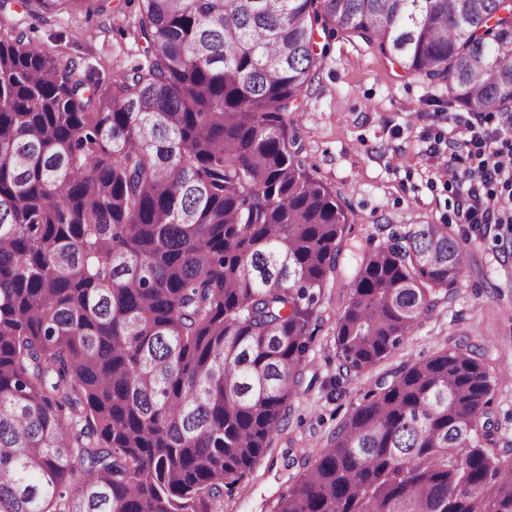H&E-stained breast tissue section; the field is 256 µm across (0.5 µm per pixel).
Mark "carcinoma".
<instances>
[{
  "label": "carcinoma",
  "instance_id": "carcinoma-1",
  "mask_svg": "<svg viewBox=\"0 0 512 512\" xmlns=\"http://www.w3.org/2000/svg\"><path fill=\"white\" fill-rule=\"evenodd\" d=\"M338 29L468 112L512 105V0H140L148 64L93 86L0 36V512H215L284 421L328 276L347 376L460 283L448 224L348 246L292 151ZM493 391L473 344L403 365L276 512H512Z\"/></svg>",
  "mask_w": 512,
  "mask_h": 512
}]
</instances>
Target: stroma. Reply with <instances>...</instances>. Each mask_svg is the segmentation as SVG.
Here are the masks:
<instances>
[{"label": "stroma", "mask_w": 512, "mask_h": 512, "mask_svg": "<svg viewBox=\"0 0 512 512\" xmlns=\"http://www.w3.org/2000/svg\"><path fill=\"white\" fill-rule=\"evenodd\" d=\"M140 0H107L86 13L81 0L53 10L33 6L0 20L34 43L83 62L91 79L145 63L130 31ZM301 97L296 147L312 178L335 192L350 226L351 242H386L389 232L414 224L454 225L468 252L465 274L387 358L360 374L339 376L336 322L350 294L345 281L328 278L314 307V332L280 430L244 488L224 496L221 512H275L282 494L314 463L337 427L376 382L391 380L404 363L461 344H478L496 386L492 411L497 450L512 448V241L496 225L464 224L465 192L440 178L448 120L461 109L444 86L404 75L377 48L336 34Z\"/></svg>", "instance_id": "obj_1"}]
</instances>
